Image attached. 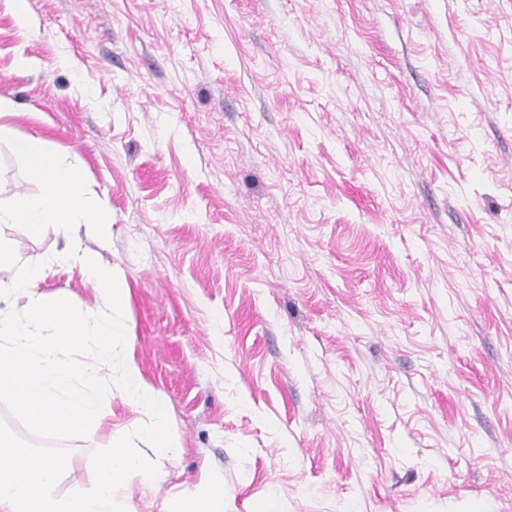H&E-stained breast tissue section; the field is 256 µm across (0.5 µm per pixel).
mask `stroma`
<instances>
[{
  "label": "stroma",
  "mask_w": 512,
  "mask_h": 512,
  "mask_svg": "<svg viewBox=\"0 0 512 512\" xmlns=\"http://www.w3.org/2000/svg\"><path fill=\"white\" fill-rule=\"evenodd\" d=\"M0 98L112 224L179 450L134 512H512V0H0ZM38 191L0 143V202ZM109 403L59 494L148 424ZM168 512H224V484L213 483L207 488L178 498Z\"/></svg>",
  "instance_id": "35a3bbf8"
}]
</instances>
